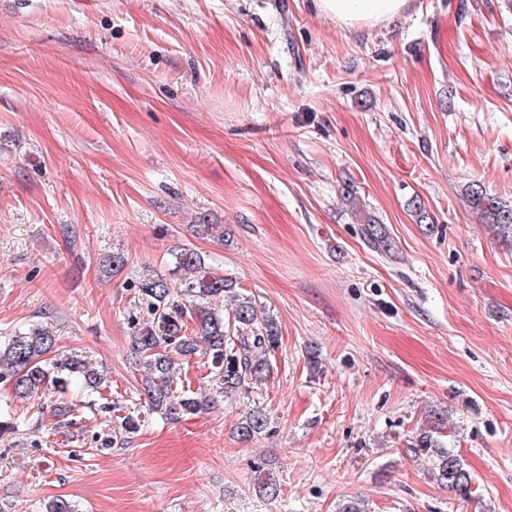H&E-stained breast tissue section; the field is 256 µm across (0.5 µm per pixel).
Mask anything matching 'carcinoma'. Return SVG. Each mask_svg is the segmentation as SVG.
I'll return each mask as SVG.
<instances>
[{"instance_id":"cac0c4a2","label":"carcinoma","mask_w":512,"mask_h":512,"mask_svg":"<svg viewBox=\"0 0 512 512\" xmlns=\"http://www.w3.org/2000/svg\"><path fill=\"white\" fill-rule=\"evenodd\" d=\"M471 206L491 218L501 230H512V207L488 195L479 184L469 189ZM127 264V258L114 252L102 260L104 273L114 275ZM135 288L147 302L150 320L135 331V352L144 369L141 379L148 408L169 420L197 415L212 407L219 396L249 392L269 372V356L277 345L279 328L265 307L256 306L252 297L237 293L235 284L213 271L204 257L191 249L175 254L170 277L145 273ZM233 300L231 311L213 307V302ZM199 354L208 357L213 391L187 390L173 395V384L181 368L175 357L189 360ZM0 380L11 383L16 398H36L52 386L65 393L79 380L94 393L100 392L106 377L89 362L67 356L57 346L56 331L48 325H35L0 341ZM443 421L437 417L417 433L414 447L432 458L437 480L463 499L471 498L472 473L462 457L441 440ZM268 418L261 410L239 423L244 439L266 431ZM255 490L273 497L278 484L273 473L258 474Z\"/></svg>"}]
</instances>
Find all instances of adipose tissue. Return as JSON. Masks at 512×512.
Instances as JSON below:
<instances>
[{"label":"adipose tissue","instance_id":"adipose-tissue-1","mask_svg":"<svg viewBox=\"0 0 512 512\" xmlns=\"http://www.w3.org/2000/svg\"><path fill=\"white\" fill-rule=\"evenodd\" d=\"M320 13L349 32H363L406 14L412 0H315Z\"/></svg>","mask_w":512,"mask_h":512}]
</instances>
